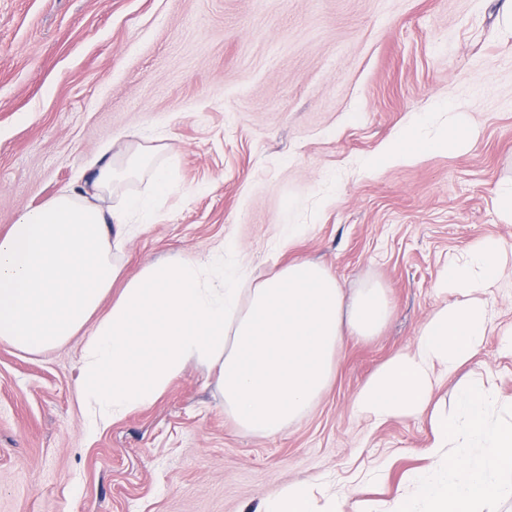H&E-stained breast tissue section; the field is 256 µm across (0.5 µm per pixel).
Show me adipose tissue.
<instances>
[{
    "label": "adipose tissue",
    "instance_id": "1",
    "mask_svg": "<svg viewBox=\"0 0 512 512\" xmlns=\"http://www.w3.org/2000/svg\"><path fill=\"white\" fill-rule=\"evenodd\" d=\"M464 125L463 113H449V128L462 131L452 141L420 138L411 122L384 161L464 149ZM158 153L149 144H119L91 184L109 193L145 176L156 194H170L174 183ZM150 214L147 200L133 197L107 211L70 187L23 212L0 237V342L37 354L81 336L78 387L90 432L151 405L193 360L215 375L224 412L240 428L276 434L327 388L344 334L376 335L390 316L380 285L345 297L328 269L310 259L256 282L246 264L218 271L212 258L177 255L145 261L136 277L122 280L112 249L128 237L133 218ZM503 265L493 238L445 263L436 289L454 301L437 306L414 346L366 381L352 403L355 415L382 422L426 409L441 373L481 352ZM501 407L491 385L472 381L460 388L452 413L433 415V448L450 455L435 480H414L424 512H482L490 501L512 499V419L500 417ZM263 512L369 510L333 495L320 506L308 486L291 484Z\"/></svg>",
    "mask_w": 512,
    "mask_h": 512
}]
</instances>
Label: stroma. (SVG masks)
Wrapping results in <instances>:
<instances>
[{
    "label": "stroma",
    "instance_id": "stroma-1",
    "mask_svg": "<svg viewBox=\"0 0 512 512\" xmlns=\"http://www.w3.org/2000/svg\"><path fill=\"white\" fill-rule=\"evenodd\" d=\"M465 113L466 151L367 171L416 117L426 135ZM149 140L174 192L115 258L207 256L236 241L268 271L280 230L307 225L282 261L322 262L345 296L384 288L376 335L345 334L328 389L280 433L245 432L214 377L188 363L152 405L87 434L81 338L37 355L0 342V512H260L283 486L383 506L435 478L431 412L469 378L512 399V286L497 329L436 388L430 413L381 423L352 402L412 347L442 298L449 257L493 237L512 267V35L496 0H0V236L113 140Z\"/></svg>",
    "mask_w": 512,
    "mask_h": 512
}]
</instances>
